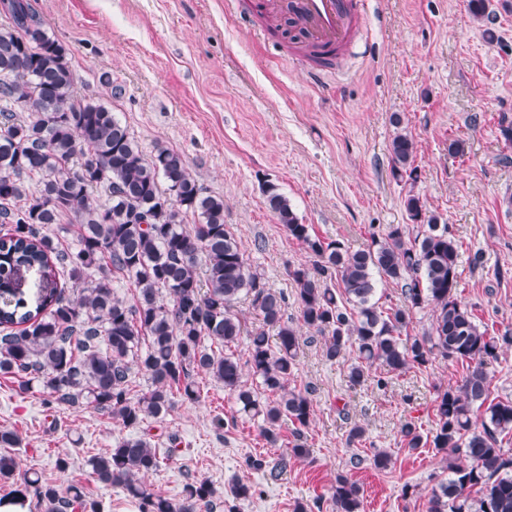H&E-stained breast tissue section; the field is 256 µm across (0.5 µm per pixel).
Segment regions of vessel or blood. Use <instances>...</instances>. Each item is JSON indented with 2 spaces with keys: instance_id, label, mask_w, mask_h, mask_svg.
<instances>
[{
  "instance_id": "b4317fda",
  "label": "vessel or blood",
  "mask_w": 512,
  "mask_h": 512,
  "mask_svg": "<svg viewBox=\"0 0 512 512\" xmlns=\"http://www.w3.org/2000/svg\"><path fill=\"white\" fill-rule=\"evenodd\" d=\"M304 24L309 48L326 57L348 51L365 26L369 0H289Z\"/></svg>"
}]
</instances>
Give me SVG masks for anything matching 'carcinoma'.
<instances>
[{
	"label": "carcinoma",
	"mask_w": 512,
	"mask_h": 512,
	"mask_svg": "<svg viewBox=\"0 0 512 512\" xmlns=\"http://www.w3.org/2000/svg\"><path fill=\"white\" fill-rule=\"evenodd\" d=\"M472 15L489 24L497 16L487 0H470ZM8 23L0 27V373L48 390L61 403L112 413L126 428L161 418L182 401L199 398L194 376L203 372L233 394L238 412L262 422V436L277 444V427L289 419L308 427L311 390L289 386L301 345L299 326L325 334L329 361L355 353L350 386L372 381L379 391L393 376L425 366L440 356L461 364V383L436 399L437 427L428 435L412 422L401 432L411 449L433 446L458 458L446 465L448 478L432 487L429 512H512V455L503 439L512 435V398L492 396L488 365L512 347V331L491 334L458 298V245L448 226L429 215L409 193L405 211L424 230L411 238L390 227L367 249L312 234L278 185L267 181L268 208L314 258V269L290 271L296 284L299 324L288 320L285 294L268 287L251 268L228 225L224 198L206 193L182 155L163 145L145 153L127 126L103 102L80 97L68 49L49 35L31 0H0ZM27 117L19 118L17 113ZM392 172L417 181L414 143L404 133L390 144ZM102 189L106 199L94 192ZM197 219L186 223L188 216ZM78 224L77 244L63 248L52 225ZM127 279L132 304L114 289ZM400 287L403 305L383 309L374 301L377 278ZM80 287L66 293V282ZM249 297L263 325L276 332L271 347L262 331L248 335L247 365L262 399L243 380L234 353L215 351L236 344L245 326L232 312ZM432 307L431 331L402 337L413 314ZM381 368L370 376L371 368ZM148 387L133 398V375ZM96 479L118 485L141 512H204L216 491L206 480L185 484L174 502L150 488L146 474L160 465L144 437H126L89 460ZM279 479L288 466L280 458L247 462ZM44 512H97L77 484L59 489L39 476H26ZM235 499L260 489L241 479ZM336 512H361L358 484L346 474L332 486Z\"/></svg>",
	"instance_id": "obj_1"
}]
</instances>
